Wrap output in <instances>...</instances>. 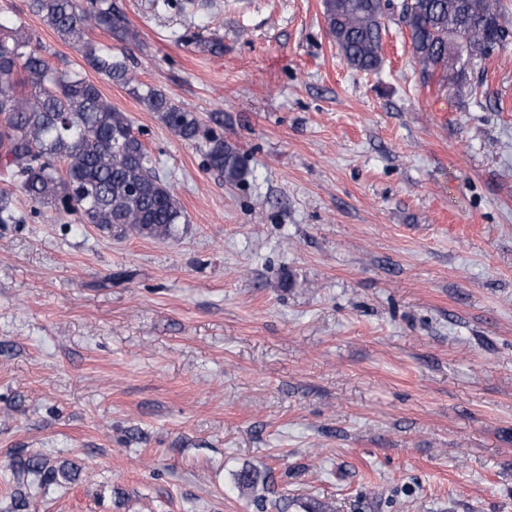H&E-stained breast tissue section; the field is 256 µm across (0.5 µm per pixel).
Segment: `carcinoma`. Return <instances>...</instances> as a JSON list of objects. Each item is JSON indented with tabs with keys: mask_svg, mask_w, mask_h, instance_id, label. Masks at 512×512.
Instances as JSON below:
<instances>
[{
	"mask_svg": "<svg viewBox=\"0 0 512 512\" xmlns=\"http://www.w3.org/2000/svg\"><path fill=\"white\" fill-rule=\"evenodd\" d=\"M384 0H322L328 34L349 67L374 72L382 63ZM412 59L423 83L457 85L456 65L487 58L488 41L508 44L512 20L502 0H402ZM38 17L65 43L77 46L86 63L107 81L131 87L149 110L161 114L170 132L199 146L208 169L233 184L245 180L243 156L198 116L162 90L136 81L125 53L97 47L89 32L128 34L124 15L112 0H27ZM22 21L0 35V153L27 199L62 216H77L116 238L172 239L185 219L172 187L134 131L126 113L112 107L98 85L78 71L60 74L42 55ZM81 470L76 461L54 464L37 454L14 464L11 512H24L31 489Z\"/></svg>",
	"mask_w": 512,
	"mask_h": 512,
	"instance_id": "1",
	"label": "carcinoma"
}]
</instances>
